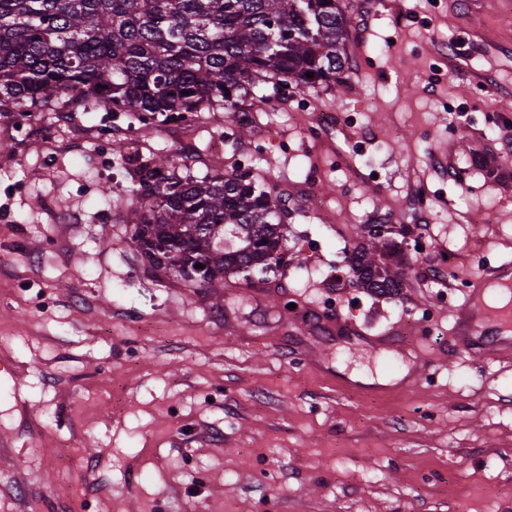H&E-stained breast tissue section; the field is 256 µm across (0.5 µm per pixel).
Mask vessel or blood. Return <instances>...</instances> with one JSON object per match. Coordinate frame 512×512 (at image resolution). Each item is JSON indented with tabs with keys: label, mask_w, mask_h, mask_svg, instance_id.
<instances>
[{
	"label": "vessel or blood",
	"mask_w": 512,
	"mask_h": 512,
	"mask_svg": "<svg viewBox=\"0 0 512 512\" xmlns=\"http://www.w3.org/2000/svg\"><path fill=\"white\" fill-rule=\"evenodd\" d=\"M453 338L466 352L512 345V261L476 279L456 313Z\"/></svg>",
	"instance_id": "1"
}]
</instances>
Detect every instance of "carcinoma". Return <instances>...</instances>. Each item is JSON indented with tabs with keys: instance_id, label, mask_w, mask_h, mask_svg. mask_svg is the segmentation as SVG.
<instances>
[{
	"instance_id": "carcinoma-1",
	"label": "carcinoma",
	"mask_w": 512,
	"mask_h": 512,
	"mask_svg": "<svg viewBox=\"0 0 512 512\" xmlns=\"http://www.w3.org/2000/svg\"><path fill=\"white\" fill-rule=\"evenodd\" d=\"M342 0H0V112H42L64 100L132 120L186 122L238 112L255 88H317L343 74ZM314 77H306V73ZM131 240L157 270L213 293L244 261L265 264L284 240V200L248 171L176 175L149 161ZM348 258L355 284L402 287L403 231L366 225ZM202 260L210 277L189 269Z\"/></svg>"
}]
</instances>
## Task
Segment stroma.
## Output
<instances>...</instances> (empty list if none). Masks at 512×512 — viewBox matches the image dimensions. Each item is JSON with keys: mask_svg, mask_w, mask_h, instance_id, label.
<instances>
[{"mask_svg": "<svg viewBox=\"0 0 512 512\" xmlns=\"http://www.w3.org/2000/svg\"><path fill=\"white\" fill-rule=\"evenodd\" d=\"M344 3L339 80L300 115L247 101L241 139L223 111L60 105L24 138L0 116V512H512V352L450 334L457 280L512 260V0ZM153 155L280 193L272 268L216 294L151 269L130 231ZM388 219L428 249L379 295L347 257Z\"/></svg>", "mask_w": 512, "mask_h": 512, "instance_id": "stroma-1", "label": "stroma"}]
</instances>
